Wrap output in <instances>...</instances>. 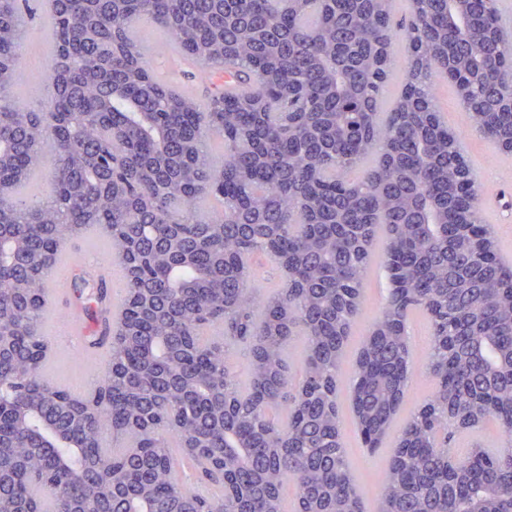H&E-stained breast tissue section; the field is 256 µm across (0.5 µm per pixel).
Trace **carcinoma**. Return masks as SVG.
I'll return each mask as SVG.
<instances>
[{
	"mask_svg": "<svg viewBox=\"0 0 512 512\" xmlns=\"http://www.w3.org/2000/svg\"><path fill=\"white\" fill-rule=\"evenodd\" d=\"M52 0L55 53L46 71L53 111L16 94L23 36L18 0H0V296H32L3 333L33 354L25 381L40 404L22 431L0 428V472H45L56 457L70 478L53 488L3 485L17 512H126L98 481L112 462L151 486L143 512H231L224 482L196 457L207 494L184 487L186 441L205 435L248 449L231 459L250 512H297L308 487L332 512H366L344 442L342 398L374 452L391 441L373 512H512V266L476 260L468 224L490 240L476 182L448 152L450 131L435 80L453 89L482 80L473 125L499 149L512 145V34L496 0ZM147 15L192 64L228 76L205 98L160 82L133 36ZM404 43L395 58L394 44ZM400 89L388 98V87ZM49 128V136L43 135ZM54 161L53 192L19 203L35 171ZM209 197L219 207L205 213ZM99 228L123 270L115 313L96 321L107 367L76 396L43 374L45 291L58 250ZM380 265L409 293L389 292L362 335L343 385L346 349ZM421 318L429 347L413 357L407 328ZM213 331L207 338L205 332ZM158 351L188 378L218 387L213 413L162 399L141 373ZM428 399L391 435L416 366ZM96 402L86 427L58 400ZM81 447L33 454L43 421ZM493 422L464 457L450 445ZM112 447H103L106 436ZM139 445L159 465L125 454ZM295 485L288 506L287 483Z\"/></svg>",
	"mask_w": 512,
	"mask_h": 512,
	"instance_id": "cac0c4a2",
	"label": "carcinoma"
}]
</instances>
